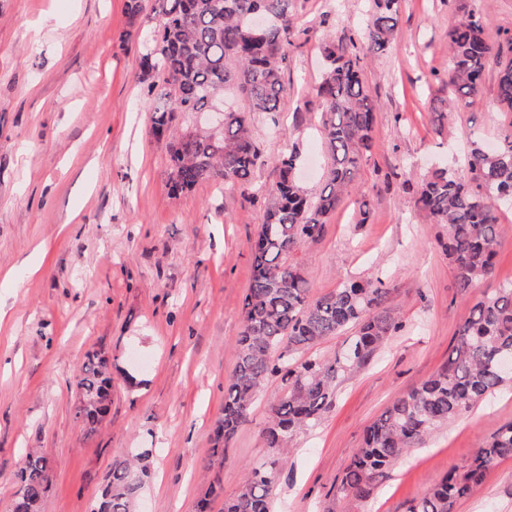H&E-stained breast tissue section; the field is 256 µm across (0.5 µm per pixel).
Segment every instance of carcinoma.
I'll use <instances>...</instances> for the list:
<instances>
[{
  "label": "carcinoma",
  "instance_id": "carcinoma-1",
  "mask_svg": "<svg viewBox=\"0 0 512 512\" xmlns=\"http://www.w3.org/2000/svg\"><path fill=\"white\" fill-rule=\"evenodd\" d=\"M295 0H154L148 14L149 48L140 59L141 80L153 96L152 133L169 161L170 189L183 193L206 181L246 183L265 164L254 138L251 114L272 117L280 111L284 79L296 24ZM398 0H372L363 34H340L322 43L325 71L315 86L322 104L320 133L329 159L322 187L304 189L298 179L299 149L286 140L272 163L278 179L252 187L264 200V216L252 245V276L242 307V328L235 345V370L224 388L212 456L227 447L270 380L282 394L271 404L263 430L267 458L244 470L237 491L224 499L223 512H272L273 490L296 436L315 427L330 408L339 379L356 372L402 328L384 310L389 289L372 280H352L318 298L294 254L322 234L339 203L350 195L373 144L377 101L364 76V61L387 52L397 26ZM489 17L460 15L448 34L454 66L448 73V113L481 88L486 63L498 64V102L512 112V38L506 56L485 37ZM233 88L248 111L224 113L222 130L172 133L179 117L208 111L215 98ZM469 178L444 168L432 171L416 193L415 205L445 226L444 250L457 288L490 278L498 263V205H512V120L492 150L470 139ZM340 354L332 359L305 353L344 333ZM512 358V283L479 293L469 316L448 348V362L395 399L364 432L341 483L345 495L362 497L384 472L412 448L487 394L512 381L501 360ZM81 397L77 418L92 433L111 403L109 359L86 354L75 374ZM152 448L112 461L94 512H135L151 476ZM512 458V423L493 434L458 471L443 477L412 501L407 512H451L454 502L473 493L486 474ZM52 467L31 452L19 475L12 512H40L49 491Z\"/></svg>",
  "mask_w": 512,
  "mask_h": 512
}]
</instances>
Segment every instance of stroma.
<instances>
[{"instance_id": "obj_1", "label": "stroma", "mask_w": 512, "mask_h": 512, "mask_svg": "<svg viewBox=\"0 0 512 512\" xmlns=\"http://www.w3.org/2000/svg\"><path fill=\"white\" fill-rule=\"evenodd\" d=\"M296 5L280 114H254L252 131L269 159L284 139L295 141L303 184L315 192L328 164L314 92L325 69L320 46L327 35L362 32L372 0ZM464 12L488 14L491 44L512 37V0H399L389 50L365 62L380 109L359 190L295 258L315 296L352 278H381L386 309L403 328L339 381L318 426L297 436L274 512H407L512 422L509 383L411 449L367 497L340 492L364 427L447 360L469 312L441 247L444 225L414 207L433 169H462L468 133L492 148L507 123L493 63L476 97L435 119L448 96V32ZM146 28L130 18L127 0H0V512H11L31 449L53 464L41 512H92L113 459L135 448L154 451L139 512H197L213 480L222 494L209 512H221L244 466L265 454L276 380L224 460L203 467L235 367L264 208L245 202L241 187L212 182L171 195L140 81ZM499 242L497 268L480 290L512 281V207L499 210ZM96 350L111 361L112 404L89 434L76 418L73 377ZM453 512H512V459Z\"/></svg>"}]
</instances>
